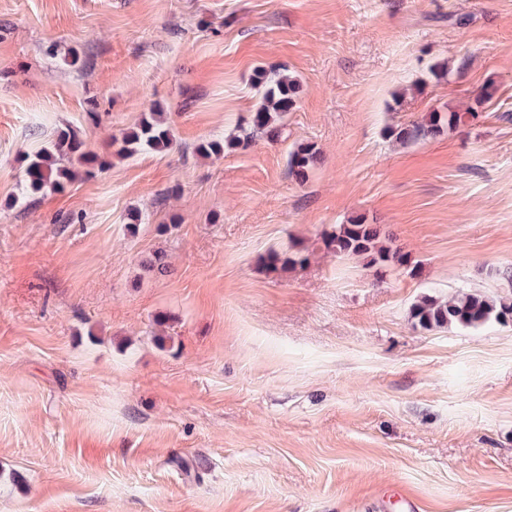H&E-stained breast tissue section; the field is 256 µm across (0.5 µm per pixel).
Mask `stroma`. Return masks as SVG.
<instances>
[{"label":"stroma","mask_w":512,"mask_h":512,"mask_svg":"<svg viewBox=\"0 0 512 512\" xmlns=\"http://www.w3.org/2000/svg\"><path fill=\"white\" fill-rule=\"evenodd\" d=\"M155 103L174 148L111 155ZM66 126L105 167L24 196ZM354 218L403 263L327 252ZM461 290L512 302V0H0V512H512V320L411 316ZM252 84L261 91L262 102L253 113L251 123L254 128L265 131L270 140L279 136L277 123L282 114L296 106L300 84L297 79L278 74L271 77L263 68H255ZM495 92V86L487 84L481 94L475 99L477 107L468 106L465 112L450 111L446 117L442 116L439 112H431L422 123L391 125L386 130L387 137L401 143H406L419 138L439 135L445 128L451 131L460 126L467 125L479 118L478 108L491 100ZM318 159V152L313 144H301L290 155L289 172L299 183H303L309 170ZM309 260V253L306 249L301 250L293 254H281L275 250L268 253L266 257L267 266L272 270L285 271L288 268L295 267L297 265H303Z\"/></svg>","instance_id":"stroma-1"}]
</instances>
